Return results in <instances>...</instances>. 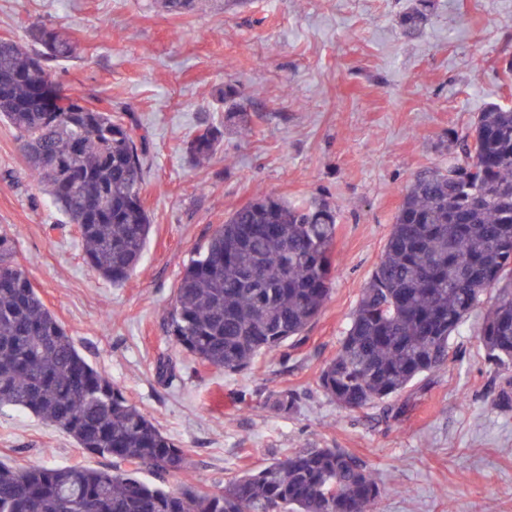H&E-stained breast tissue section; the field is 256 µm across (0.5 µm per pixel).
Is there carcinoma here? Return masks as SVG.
Instances as JSON below:
<instances>
[{
	"label": "carcinoma",
	"instance_id": "obj_1",
	"mask_svg": "<svg viewBox=\"0 0 512 512\" xmlns=\"http://www.w3.org/2000/svg\"><path fill=\"white\" fill-rule=\"evenodd\" d=\"M170 14L196 0H161ZM432 0H417L402 24L416 32ZM32 53L0 41V120L18 132L28 171L75 228L87 265L114 286L138 267L151 230L141 197L143 138L137 129L66 97L47 117L35 89L51 85V61L77 44L61 29L36 35ZM238 89L219 97L239 111ZM223 132L200 127L185 143L193 160L220 147ZM471 139L476 152L463 149ZM60 165L51 168L45 158ZM336 213L326 204L262 195L233 211L184 266L168 336L203 365L230 373L301 338L335 279ZM17 235L0 229V408L27 411L109 461L16 468L0 463V512H376L382 496L369 466L342 448H305L204 490L164 488L190 449L167 437L76 346L16 260ZM491 289L477 343L498 369L512 367V106L491 103L455 136L448 161L416 174L382 256L318 386L348 411L401 394L448 362L451 339ZM158 482H148L144 473Z\"/></svg>",
	"mask_w": 512,
	"mask_h": 512
}]
</instances>
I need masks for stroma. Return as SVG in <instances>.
Segmentation results:
<instances>
[{
  "label": "stroma",
  "instance_id": "stroma-1",
  "mask_svg": "<svg viewBox=\"0 0 512 512\" xmlns=\"http://www.w3.org/2000/svg\"><path fill=\"white\" fill-rule=\"evenodd\" d=\"M411 0H204L175 16L157 0H0V39L67 29L75 57L54 63L64 93L111 109L145 137L142 260L115 286L82 258L65 216L34 184L15 129L0 121V227L16 230L28 277L77 347L161 431L191 451L168 489L221 485L303 448L336 447L375 472L378 512H512V372L474 336L391 405L344 410L317 384L383 252L406 186L440 164L448 138L491 103L512 105V0H435L415 35ZM234 85L252 130L224 128L217 91ZM205 124L221 148L196 166L183 145ZM272 194L336 210L333 290L305 338L240 373L198 364L167 334L179 275L236 208ZM166 363L175 378L157 375ZM295 391L289 413L274 405ZM0 461L15 467L106 459L18 409L0 410Z\"/></svg>",
  "mask_w": 512,
  "mask_h": 512
}]
</instances>
